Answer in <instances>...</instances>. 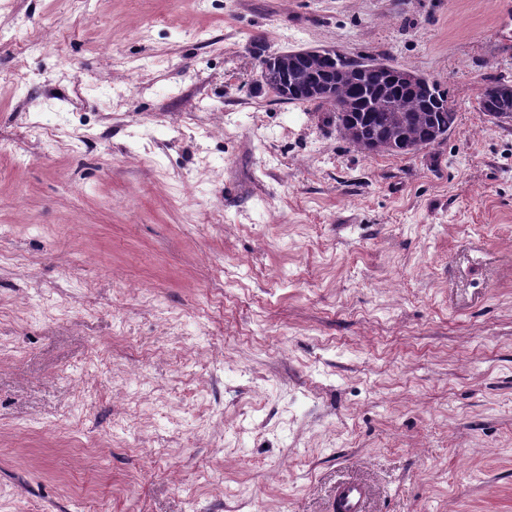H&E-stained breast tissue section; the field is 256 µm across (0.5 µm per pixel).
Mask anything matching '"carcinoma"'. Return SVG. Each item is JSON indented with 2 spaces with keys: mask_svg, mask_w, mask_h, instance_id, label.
Wrapping results in <instances>:
<instances>
[{
  "mask_svg": "<svg viewBox=\"0 0 512 512\" xmlns=\"http://www.w3.org/2000/svg\"><path fill=\"white\" fill-rule=\"evenodd\" d=\"M341 68L350 71L365 67L357 79L336 85V94L328 98H316L311 93L314 84L326 80L333 71L331 58L315 57L303 68L290 72L286 78L274 77L272 93L277 86L286 84L293 100L312 103L326 108L323 122L335 128L342 139L350 140V131L359 127L362 137L371 144L391 143L396 155H409L416 152L419 143L438 142L454 127L457 112L449 105L433 103L435 88L424 82L406 87L389 80V74L380 67H370L368 62L351 58L340 61ZM507 83V78H489L481 87L480 109L486 115L499 121H512V95L503 96L498 87ZM357 101L362 106L356 122L342 118L336 112L328 111L332 101ZM396 102L402 109L405 124L391 122L387 109L390 102Z\"/></svg>",
  "mask_w": 512,
  "mask_h": 512,
  "instance_id": "1",
  "label": "carcinoma"
}]
</instances>
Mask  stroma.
<instances>
[{
  "mask_svg": "<svg viewBox=\"0 0 512 512\" xmlns=\"http://www.w3.org/2000/svg\"><path fill=\"white\" fill-rule=\"evenodd\" d=\"M505 2L0 0V512H512ZM309 47L454 127L358 153L260 85ZM505 83L512 84V81L502 76L487 79L480 89L479 105L482 112L494 119L512 121V94L505 97L497 90ZM368 498V491L363 485L352 481L343 482L336 487L332 511L365 512Z\"/></svg>",
  "mask_w": 512,
  "mask_h": 512,
  "instance_id": "stroma-1",
  "label": "stroma"
}]
</instances>
